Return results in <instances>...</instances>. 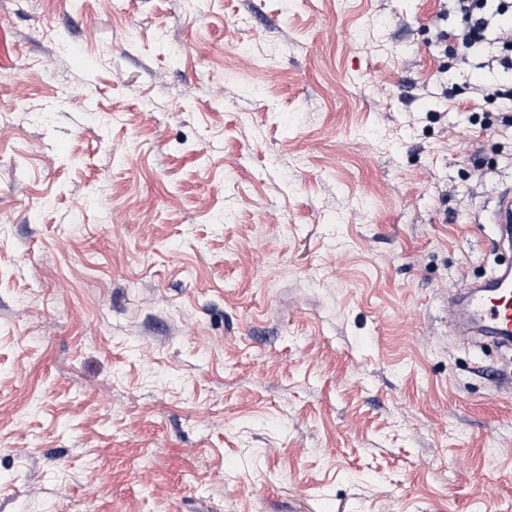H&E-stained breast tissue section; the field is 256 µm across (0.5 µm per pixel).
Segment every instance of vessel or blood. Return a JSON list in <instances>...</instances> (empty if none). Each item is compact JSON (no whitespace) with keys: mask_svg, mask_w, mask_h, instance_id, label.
I'll return each instance as SVG.
<instances>
[{"mask_svg":"<svg viewBox=\"0 0 512 512\" xmlns=\"http://www.w3.org/2000/svg\"><path fill=\"white\" fill-rule=\"evenodd\" d=\"M478 223L495 225L499 240L512 238V183L498 188L494 203L477 217ZM473 335L493 337L504 347L512 346V266H502L489 277L468 284L459 299Z\"/></svg>","mask_w":512,"mask_h":512,"instance_id":"b4317fda","label":"vessel or blood"}]
</instances>
